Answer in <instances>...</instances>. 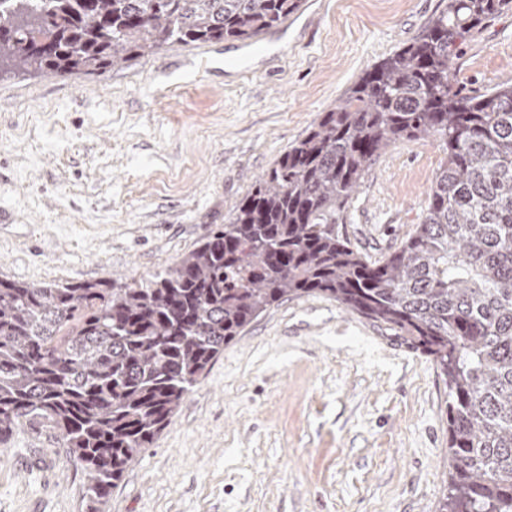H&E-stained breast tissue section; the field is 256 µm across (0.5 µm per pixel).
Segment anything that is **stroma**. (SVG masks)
Instances as JSON below:
<instances>
[{"label": "stroma", "mask_w": 512, "mask_h": 512, "mask_svg": "<svg viewBox=\"0 0 512 512\" xmlns=\"http://www.w3.org/2000/svg\"><path fill=\"white\" fill-rule=\"evenodd\" d=\"M448 0H302L239 41L165 46L121 68L0 75V279L145 281L231 215L289 146ZM453 84L512 85V7L460 45ZM444 154L404 140L361 179L341 231L374 261L423 220ZM448 389L387 325L316 295L225 347L113 489L108 512H437ZM0 512H84L48 433L0 442Z\"/></svg>", "instance_id": "35a3bbf8"}]
</instances>
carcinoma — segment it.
I'll return each instance as SVG.
<instances>
[{
	"label": "carcinoma",
	"mask_w": 512,
	"mask_h": 512,
	"mask_svg": "<svg viewBox=\"0 0 512 512\" xmlns=\"http://www.w3.org/2000/svg\"><path fill=\"white\" fill-rule=\"evenodd\" d=\"M300 3L0 0V71L88 75L165 45L246 40ZM511 3L448 0L152 279H0V440L51 431L80 466L87 512H108L224 347L283 300L323 294L413 342L448 386L439 512H512V86L464 94L451 73L458 41ZM429 137L445 158L422 223L366 260L336 228L346 204L378 155Z\"/></svg>",
	"instance_id": "cac0c4a2"
}]
</instances>
